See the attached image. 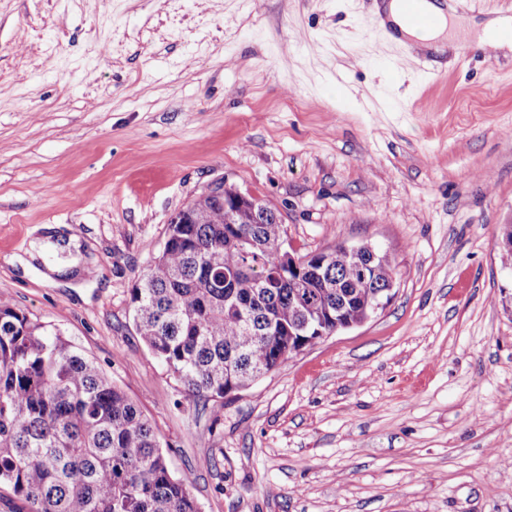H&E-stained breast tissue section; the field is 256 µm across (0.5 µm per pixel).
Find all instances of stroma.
Masks as SVG:
<instances>
[{"mask_svg": "<svg viewBox=\"0 0 512 512\" xmlns=\"http://www.w3.org/2000/svg\"><path fill=\"white\" fill-rule=\"evenodd\" d=\"M377 25L372 0H0V299L128 393L200 512H512V53ZM220 178L297 253L370 244L396 281L202 405L130 293Z\"/></svg>", "mask_w": 512, "mask_h": 512, "instance_id": "obj_1", "label": "stroma"}]
</instances>
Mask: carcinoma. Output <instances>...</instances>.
Returning <instances> with one entry per match:
<instances>
[{
    "mask_svg": "<svg viewBox=\"0 0 512 512\" xmlns=\"http://www.w3.org/2000/svg\"><path fill=\"white\" fill-rule=\"evenodd\" d=\"M131 290L137 335L187 396L205 403L284 366L396 276L387 253L288 268L275 218L238 223L200 205L176 214ZM18 512H199L158 433L100 366L0 303V486Z\"/></svg>",
    "mask_w": 512,
    "mask_h": 512,
    "instance_id": "carcinoma-1",
    "label": "carcinoma"
}]
</instances>
